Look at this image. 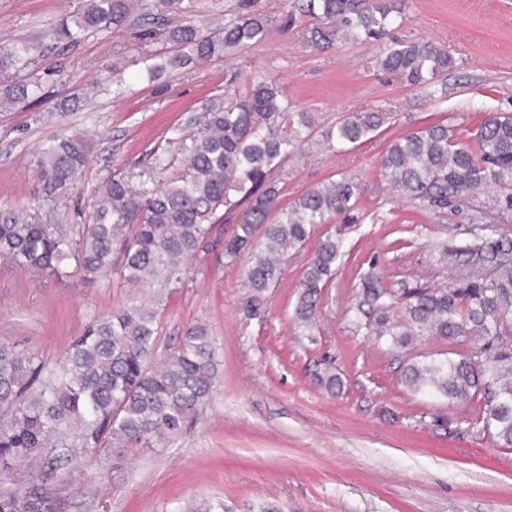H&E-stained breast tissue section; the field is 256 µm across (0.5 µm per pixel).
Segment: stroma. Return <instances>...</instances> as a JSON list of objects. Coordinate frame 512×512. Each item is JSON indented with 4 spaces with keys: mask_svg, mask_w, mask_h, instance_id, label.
<instances>
[{
    "mask_svg": "<svg viewBox=\"0 0 512 512\" xmlns=\"http://www.w3.org/2000/svg\"><path fill=\"white\" fill-rule=\"evenodd\" d=\"M249 2L270 21L262 41L152 83L139 77L136 61L160 50L154 41L136 46L130 36L98 32L46 53L42 67L61 72L43 76L42 98L0 112V209L25 207L67 227L83 223L114 169L145 161L164 131L242 72L274 80L321 128L356 112H389L378 132L345 154L313 143L283 165V202L345 173L361 184L363 219L317 225L312 241L289 252L265 316L252 319L240 304L245 263L224 257L222 239L233 227L216 225L214 246L188 261L182 283L159 307L161 350L176 347L195 321L210 325L219 346L214 396L160 446L79 458L53 449V463L43 469L47 487L67 495L69 512H180L185 502L214 498L223 499L226 512H512V447L483 430L484 396L432 400L401 382L411 360L477 352L481 341L419 336L402 349L345 318L370 266L395 289L435 288L476 273L451 250L468 239L491 191L447 209L438 221L388 190L380 162L389 143L410 130L443 123L465 137L487 113L512 114V0H400L406 22L396 36L432 41L453 60L439 103L380 70L381 45L341 41L316 51L303 38L310 18L284 24L292 0ZM82 7L83 0H0V43L50 42L58 19ZM116 68L124 80L118 96ZM75 93L86 96L80 110L62 111L61 102ZM75 134L95 137L89 164L63 202H47L35 155L49 137ZM338 230L343 250L321 293L318 327L301 335L292 313L314 241ZM151 296L150 289L108 278L85 282L76 270L42 282L27 269L0 264V343L55 367L91 321ZM327 366L342 378L341 391L318 385L316 374Z\"/></svg>",
    "mask_w": 512,
    "mask_h": 512,
    "instance_id": "1",
    "label": "stroma"
}]
</instances>
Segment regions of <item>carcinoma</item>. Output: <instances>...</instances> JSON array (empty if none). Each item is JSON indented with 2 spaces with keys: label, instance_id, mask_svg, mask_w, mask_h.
<instances>
[{
  "label": "carcinoma",
  "instance_id": "obj_1",
  "mask_svg": "<svg viewBox=\"0 0 512 512\" xmlns=\"http://www.w3.org/2000/svg\"><path fill=\"white\" fill-rule=\"evenodd\" d=\"M295 8L319 25L306 44L328 49L336 40L380 41L398 21L400 9L385 0H296ZM100 31L129 33L144 40L160 36L166 50L144 60L154 80L166 72L211 58L243 52L267 35L268 20L236 11L220 24L194 14L193 0H85L74 15L53 28L56 43L69 46ZM37 46L18 40L0 45V107L40 98ZM377 65L413 87L438 85L452 67L448 51L425 39L392 43ZM209 97L201 115L173 126L138 167L113 172L97 190L83 224H47L28 210L0 213V256L45 278L68 273L75 264L85 281L110 275L124 285L154 289L153 302L114 310L94 319L75 339L59 373H48L31 354L0 345V463L36 458L58 443L97 453L119 452L140 443L161 442L179 433L216 388L218 346L211 327L186 328L173 351L158 353V304L164 291L187 273L186 263L207 249L217 224L236 227L224 239V257H244L243 313L264 314L268 291L282 276L283 261L309 241L313 226L337 215H353L360 184L342 175L280 205L278 175L289 156L304 149L315 127L308 112L292 110L276 83L252 80L242 95L231 89ZM389 113L376 109L347 117L321 133L319 144L343 153L377 132ZM95 148L87 135L48 141L34 168L48 201L65 198ZM392 191L442 213L483 189L494 190V208L470 229L472 240L453 249L491 272L471 280H450L437 288L385 285L370 269L360 277L358 300L348 313L355 328L406 346L415 336L453 343L463 336L485 339L484 351L450 352L444 359L408 363L403 382L414 393L461 403L484 393L483 430L512 447V346L492 349L512 336V237L486 231L512 223V114L490 113L467 139L445 124H430L394 139L382 160ZM341 236L320 239L307 265L294 313L305 335L317 327L322 288L341 254ZM402 306L405 324L391 318ZM0 512H66L38 476L13 488L0 472Z\"/></svg>",
  "mask_w": 512,
  "mask_h": 512
}]
</instances>
